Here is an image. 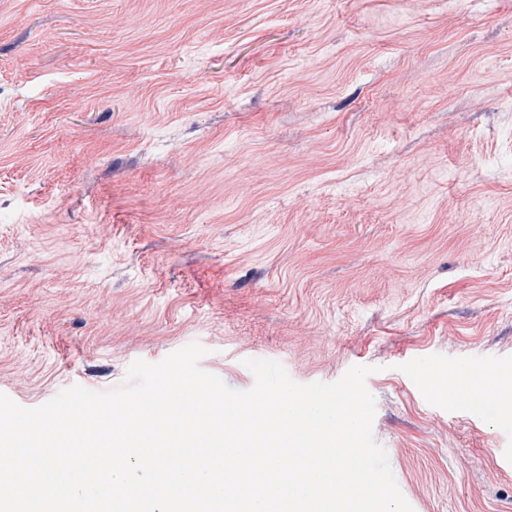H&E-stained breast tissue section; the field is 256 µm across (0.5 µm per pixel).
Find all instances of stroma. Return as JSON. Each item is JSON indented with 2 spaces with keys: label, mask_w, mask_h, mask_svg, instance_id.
Wrapping results in <instances>:
<instances>
[{
  "label": "stroma",
  "mask_w": 512,
  "mask_h": 512,
  "mask_svg": "<svg viewBox=\"0 0 512 512\" xmlns=\"http://www.w3.org/2000/svg\"><path fill=\"white\" fill-rule=\"evenodd\" d=\"M191 343L355 365L413 512H512V0H0V393ZM452 385L458 393L457 402H463L471 406L481 403L483 398L472 374L456 375L452 380Z\"/></svg>",
  "instance_id": "35a3bbf8"
}]
</instances>
